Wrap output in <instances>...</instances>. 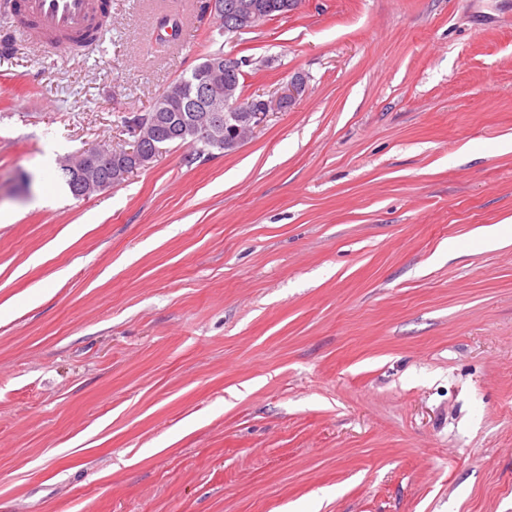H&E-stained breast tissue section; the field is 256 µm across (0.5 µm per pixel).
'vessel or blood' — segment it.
<instances>
[{"label": "vessel or blood", "mask_w": 512, "mask_h": 512, "mask_svg": "<svg viewBox=\"0 0 512 512\" xmlns=\"http://www.w3.org/2000/svg\"><path fill=\"white\" fill-rule=\"evenodd\" d=\"M106 0H20L15 20L31 41L68 51L94 27Z\"/></svg>", "instance_id": "obj_1"}]
</instances>
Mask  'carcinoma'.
I'll return each mask as SVG.
<instances>
[{
    "instance_id": "cac0c4a2",
    "label": "carcinoma",
    "mask_w": 512,
    "mask_h": 512,
    "mask_svg": "<svg viewBox=\"0 0 512 512\" xmlns=\"http://www.w3.org/2000/svg\"><path fill=\"white\" fill-rule=\"evenodd\" d=\"M297 0H224V31L238 25L239 18L248 14L258 16L263 23L276 16L293 11ZM243 61L235 60L224 68V78L211 89L205 90L209 96L223 100L224 112H207L199 104L201 83L198 76L205 62L197 64L189 75L172 82L157 98L149 115L157 117L155 137L144 144V151L154 147L172 144H189L198 147V152L212 147L226 149L224 139L248 121L247 107L257 108L255 98L243 94L241 66ZM210 130L211 141L203 142L199 134L202 127ZM117 150H101L99 156L82 153L74 162L61 165L65 185L72 196L80 198L98 192V186L115 182L114 172Z\"/></svg>"
}]
</instances>
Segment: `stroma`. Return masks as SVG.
Instances as JSON below:
<instances>
[{"instance_id":"stroma-1","label":"stroma","mask_w":512,"mask_h":512,"mask_svg":"<svg viewBox=\"0 0 512 512\" xmlns=\"http://www.w3.org/2000/svg\"><path fill=\"white\" fill-rule=\"evenodd\" d=\"M202 3L0 56V512H512V0ZM217 51L304 91L65 189ZM297 0H209L207 12L213 15L223 13L224 32H232L231 27L239 24L244 14L254 17L258 14L256 27L272 17L287 15L295 9ZM231 7V8H230ZM122 149V148H121ZM121 149L111 150H98L100 159L97 156L90 155L83 152L75 162H66L60 167L65 185L72 196L80 198L86 197L93 193L103 190L98 189V186L104 183H114L115 167L117 161L115 160L116 153ZM103 158H112L107 162ZM81 172V178L77 177V173Z\"/></svg>"}]
</instances>
